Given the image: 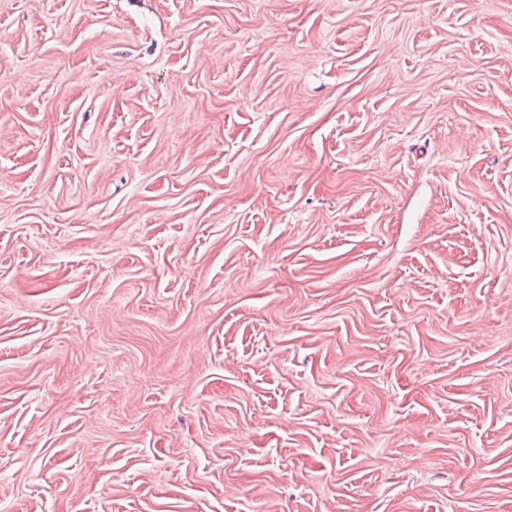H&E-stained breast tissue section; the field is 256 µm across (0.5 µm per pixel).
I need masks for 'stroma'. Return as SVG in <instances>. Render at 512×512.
<instances>
[{
    "mask_svg": "<svg viewBox=\"0 0 512 512\" xmlns=\"http://www.w3.org/2000/svg\"><path fill=\"white\" fill-rule=\"evenodd\" d=\"M0 512H512V0H0Z\"/></svg>",
    "mask_w": 512,
    "mask_h": 512,
    "instance_id": "obj_1",
    "label": "stroma"
}]
</instances>
